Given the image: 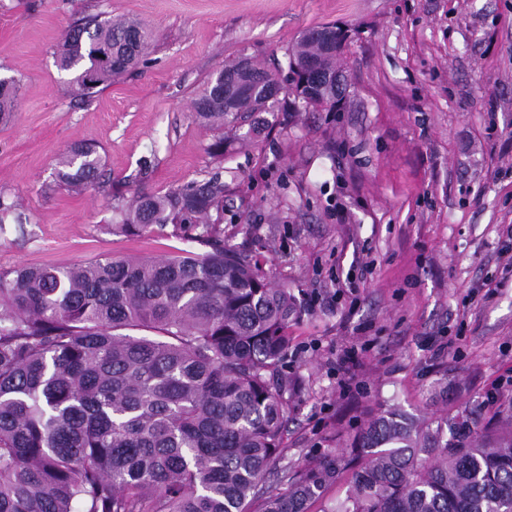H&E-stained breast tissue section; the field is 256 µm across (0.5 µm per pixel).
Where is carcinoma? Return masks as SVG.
Masks as SVG:
<instances>
[{
  "instance_id": "obj_1",
  "label": "carcinoma",
  "mask_w": 512,
  "mask_h": 512,
  "mask_svg": "<svg viewBox=\"0 0 512 512\" xmlns=\"http://www.w3.org/2000/svg\"><path fill=\"white\" fill-rule=\"evenodd\" d=\"M296 58L334 67L319 34ZM143 26L88 16L62 37L59 66L87 95L138 64ZM226 64L191 101L221 132L286 112L264 90L280 66ZM0 87V113L16 106ZM102 159L75 146L59 182L96 183ZM224 178L216 172L116 208L112 231L191 229L201 250L160 258H99L0 272V512H311L351 473L345 498L319 512H512V398L481 428L473 413L372 414L348 451L290 471L280 465L297 389L283 364L301 305L257 259L224 244Z\"/></svg>"
}]
</instances>
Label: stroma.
<instances>
[{
  "instance_id": "obj_1",
  "label": "stroma",
  "mask_w": 512,
  "mask_h": 512,
  "mask_svg": "<svg viewBox=\"0 0 512 512\" xmlns=\"http://www.w3.org/2000/svg\"><path fill=\"white\" fill-rule=\"evenodd\" d=\"M101 13L143 24L140 63L81 96L57 64L65 29ZM344 26L348 93L334 112L243 126L223 158L190 110L240 56L271 65L305 30ZM0 270L188 248L170 227L113 232L115 206L222 172L224 238L300 301L288 325L300 396L283 466L345 444L366 411H474L511 397L512 0H0ZM96 145L99 183L58 182ZM448 383L439 395V380Z\"/></svg>"
}]
</instances>
